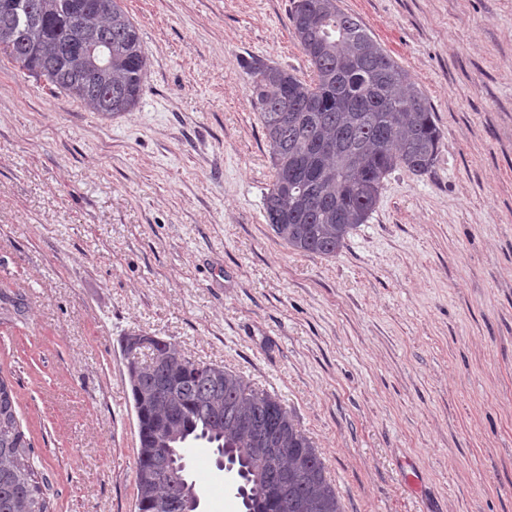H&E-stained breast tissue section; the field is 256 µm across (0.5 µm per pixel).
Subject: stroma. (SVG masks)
Returning <instances> with one entry per match:
<instances>
[{"label":"stroma","instance_id":"stroma-1","mask_svg":"<svg viewBox=\"0 0 512 512\" xmlns=\"http://www.w3.org/2000/svg\"><path fill=\"white\" fill-rule=\"evenodd\" d=\"M292 2L124 0L150 63L130 112L0 75V376L50 512H137L133 333L277 395L344 512H512V0H339L442 145L328 258L264 217L247 65L310 79ZM198 466L199 512H243Z\"/></svg>","mask_w":512,"mask_h":512}]
</instances>
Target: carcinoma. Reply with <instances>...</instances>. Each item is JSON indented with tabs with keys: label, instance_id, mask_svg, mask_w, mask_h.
<instances>
[{
	"label": "carcinoma",
	"instance_id": "obj_1",
	"mask_svg": "<svg viewBox=\"0 0 512 512\" xmlns=\"http://www.w3.org/2000/svg\"><path fill=\"white\" fill-rule=\"evenodd\" d=\"M14 2L11 12H0L1 63L91 112L109 115L138 106L149 60L123 0H96L87 21V33L112 38L111 64L94 86L84 78L87 58L52 59L57 46L71 39L65 28L53 26L68 0H36V16L27 13L28 0ZM290 19L313 77L301 80L258 60L250 66L253 102L274 169L265 218L288 247L332 257L367 222L388 174L431 170L442 134L408 71L337 0H293ZM108 87L110 99L102 95ZM169 347L183 416L178 438L167 443L158 432L167 403L154 397L136 351L124 346L138 428L137 512H184L179 482L146 478L148 454L175 455L184 439L204 440L235 455L249 512H344L317 448L277 398L256 391L232 370L189 361L176 344ZM243 418L282 428L286 452L276 459L258 452L261 444L238 428ZM31 452L12 386L0 377V512H49ZM284 472L288 491L269 497Z\"/></svg>",
	"mask_w": 512,
	"mask_h": 512
}]
</instances>
